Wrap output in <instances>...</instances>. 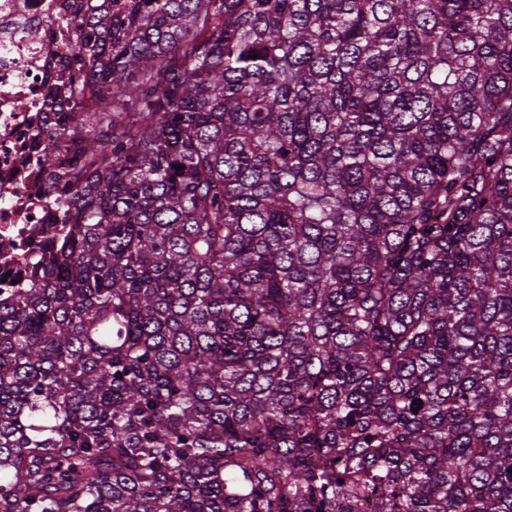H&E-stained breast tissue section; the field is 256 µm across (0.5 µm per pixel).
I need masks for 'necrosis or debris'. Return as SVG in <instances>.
<instances>
[{"label":"necrosis or debris","instance_id":"obj_1","mask_svg":"<svg viewBox=\"0 0 512 512\" xmlns=\"http://www.w3.org/2000/svg\"><path fill=\"white\" fill-rule=\"evenodd\" d=\"M66 0H0V288L12 287L59 215L35 184L40 171V107L73 54L72 29L59 20Z\"/></svg>","mask_w":512,"mask_h":512}]
</instances>
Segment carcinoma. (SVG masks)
<instances>
[{"mask_svg": "<svg viewBox=\"0 0 512 512\" xmlns=\"http://www.w3.org/2000/svg\"><path fill=\"white\" fill-rule=\"evenodd\" d=\"M66 23L0 512H512V0Z\"/></svg>", "mask_w": 512, "mask_h": 512, "instance_id": "obj_1", "label": "carcinoma"}]
</instances>
